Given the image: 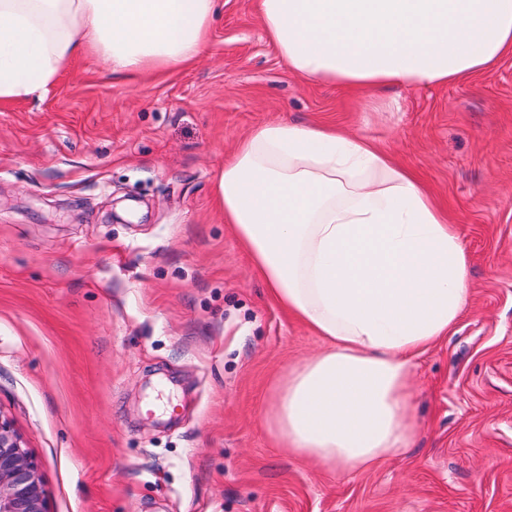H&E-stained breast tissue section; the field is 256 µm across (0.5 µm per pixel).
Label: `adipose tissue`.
<instances>
[{
	"label": "adipose tissue",
	"instance_id": "1",
	"mask_svg": "<svg viewBox=\"0 0 512 512\" xmlns=\"http://www.w3.org/2000/svg\"><path fill=\"white\" fill-rule=\"evenodd\" d=\"M217 0H0V103L45 91L79 56L141 75L204 54ZM303 79L356 96L439 85L512 52V0H258ZM219 206L270 298L327 342L277 378L266 412L289 454L346 474L416 439V358L469 295L456 225L378 144L323 124L266 123L224 162Z\"/></svg>",
	"mask_w": 512,
	"mask_h": 512
}]
</instances>
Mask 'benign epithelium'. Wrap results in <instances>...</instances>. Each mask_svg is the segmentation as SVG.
Segmentation results:
<instances>
[{"label":"benign epithelium","instance_id":"1","mask_svg":"<svg viewBox=\"0 0 512 512\" xmlns=\"http://www.w3.org/2000/svg\"><path fill=\"white\" fill-rule=\"evenodd\" d=\"M0 512H48L43 481L28 448L1 417Z\"/></svg>","mask_w":512,"mask_h":512}]
</instances>
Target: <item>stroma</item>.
<instances>
[{"label":"stroma","instance_id":"35a3bbf8","mask_svg":"<svg viewBox=\"0 0 512 512\" xmlns=\"http://www.w3.org/2000/svg\"><path fill=\"white\" fill-rule=\"evenodd\" d=\"M279 119L379 142L467 255V307L413 368L416 442L361 474L264 424L273 381L325 342L269 299L217 186ZM0 417L50 512H512V54L371 105L292 72L258 0H218L190 66L90 56L1 103Z\"/></svg>","mask_w":512,"mask_h":512}]
</instances>
